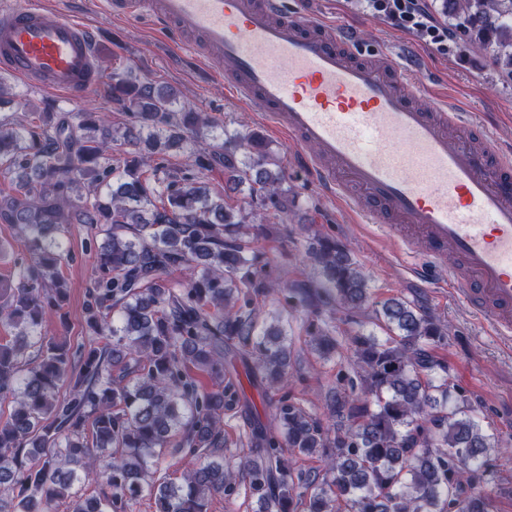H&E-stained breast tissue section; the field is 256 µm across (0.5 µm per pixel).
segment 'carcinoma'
Masks as SVG:
<instances>
[{"label": "carcinoma", "mask_w": 512, "mask_h": 512, "mask_svg": "<svg viewBox=\"0 0 512 512\" xmlns=\"http://www.w3.org/2000/svg\"><path fill=\"white\" fill-rule=\"evenodd\" d=\"M448 17L512 80V0H448ZM105 95L125 127L96 107L34 108L0 75V222L27 244L0 279V319L16 330L0 343V401L12 403L0 413V512H133L145 491L156 512H208L216 496L232 512L241 489L260 512H491L492 492L478 484L498 444L430 353L448 326L401 298L370 306L360 266L329 236L309 247L320 279L272 278L256 266L250 224L286 213L292 198L263 139L219 128L174 88L127 69H112ZM177 149L188 150L181 168L169 161ZM216 166L250 210L201 180ZM74 219L102 237L85 322L104 343L89 348L42 333L67 298L60 234ZM178 269L188 283L168 279ZM271 297L313 319L336 308L365 318L346 347L327 329L309 332L323 359L352 353L355 377L330 405L348 427L290 396L288 320L265 321ZM235 362L252 386L280 393L237 460L224 457L222 428L247 407L224 373ZM170 446L188 457L179 483L154 477ZM287 453L319 456L324 470H294Z\"/></svg>", "instance_id": "obj_1"}]
</instances>
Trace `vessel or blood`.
<instances>
[{
    "instance_id": "obj_1",
    "label": "vessel or blood",
    "mask_w": 512,
    "mask_h": 512,
    "mask_svg": "<svg viewBox=\"0 0 512 512\" xmlns=\"http://www.w3.org/2000/svg\"><path fill=\"white\" fill-rule=\"evenodd\" d=\"M108 17L148 18L178 45L204 40L215 66L263 112L320 189L354 212L382 211L383 232L417 281L458 260L448 282L497 335L512 336V148L484 126L449 132L463 115L448 100L420 104L400 60L358 59V34L290 9L286 0H99ZM98 33L81 20L8 0L0 6V70L78 99L101 81Z\"/></svg>"
}]
</instances>
